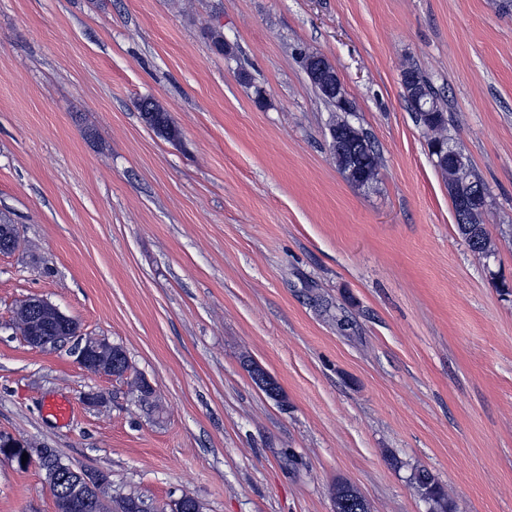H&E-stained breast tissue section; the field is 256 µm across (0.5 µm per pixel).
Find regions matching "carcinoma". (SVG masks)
I'll use <instances>...</instances> for the list:
<instances>
[{
    "label": "carcinoma",
    "instance_id": "1",
    "mask_svg": "<svg viewBox=\"0 0 512 512\" xmlns=\"http://www.w3.org/2000/svg\"><path fill=\"white\" fill-rule=\"evenodd\" d=\"M305 70L312 85L319 91L321 97L331 106H336V97L331 95L323 83L315 75L320 68L327 74L335 73L334 67L319 55L305 56ZM407 81L403 83L404 98L411 108L414 119L428 134L431 135L430 144L446 143L452 139L448 131V116L443 111L440 93L433 84L419 71L409 66L403 70ZM427 100L430 111L424 112L417 108L418 100ZM144 122L159 136L169 140L178 138L179 131L171 121L168 112L155 100L144 98L138 104ZM350 113L336 110L328 126L329 138L340 137L346 142V149L340 154H334L333 146H328L336 165L344 174L346 180L356 186L364 187L371 183L378 175L381 167L380 152L376 149L368 134L356 127L349 120ZM487 203L473 208L466 224L457 225L458 231L470 251L480 257L489 258L494 254L490 237L484 227ZM18 329L25 334L32 328L38 327L47 338L62 335L54 327L50 319H44L33 314L25 305H20L16 312ZM97 361L101 365L114 362L126 363L128 357L125 350L119 346L103 345L97 354ZM20 453L36 455L39 468L46 478L54 475V459L57 452L53 448L18 449ZM409 481L420 497L429 504V512H453V505L448 494L435 476L424 468L411 470ZM334 503L339 512H369L368 505L363 496L347 484H339L334 492Z\"/></svg>",
    "mask_w": 512,
    "mask_h": 512
}]
</instances>
